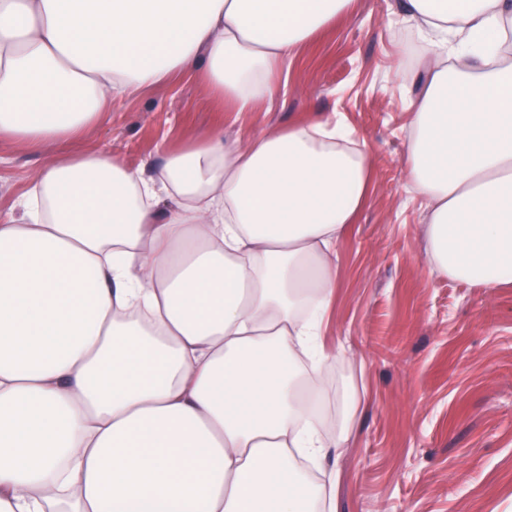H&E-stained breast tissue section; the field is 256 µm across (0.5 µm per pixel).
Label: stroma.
I'll use <instances>...</instances> for the list:
<instances>
[{"mask_svg": "<svg viewBox=\"0 0 512 512\" xmlns=\"http://www.w3.org/2000/svg\"><path fill=\"white\" fill-rule=\"evenodd\" d=\"M397 0H351L345 13L288 66L286 91L253 112H220L195 79L119 97L81 145L159 168L180 147L223 126L229 142L342 116L372 155L368 201L336 243V296L323 343L325 414L342 396L354 420L341 452L309 475H336V512H512V283L490 290L426 270L424 206L401 159L408 105L423 53L397 15ZM0 140V215L53 160Z\"/></svg>", "mask_w": 512, "mask_h": 512, "instance_id": "35a3bbf8", "label": "stroma"}]
</instances>
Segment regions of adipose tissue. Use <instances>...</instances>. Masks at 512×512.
<instances>
[{"label": "adipose tissue", "instance_id": "obj_1", "mask_svg": "<svg viewBox=\"0 0 512 512\" xmlns=\"http://www.w3.org/2000/svg\"><path fill=\"white\" fill-rule=\"evenodd\" d=\"M350 0H0V139L72 144L112 94L285 88ZM425 54L403 165L430 272L512 281V0H402ZM372 159L339 118L42 167L0 216V512H313L333 247Z\"/></svg>", "mask_w": 512, "mask_h": 512}]
</instances>
